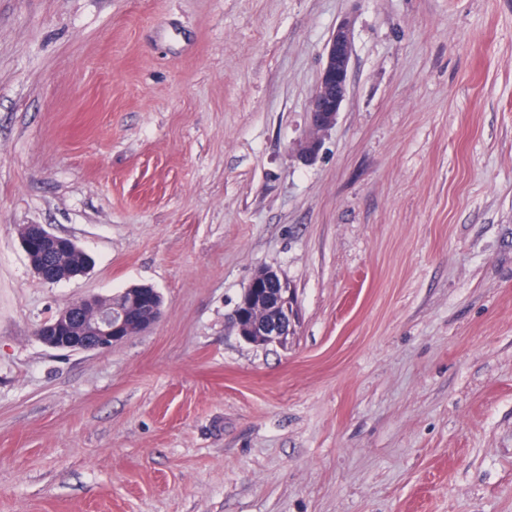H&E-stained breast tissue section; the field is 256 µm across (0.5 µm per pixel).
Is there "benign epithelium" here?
<instances>
[{
	"label": "benign epithelium",
	"instance_id": "1",
	"mask_svg": "<svg viewBox=\"0 0 512 512\" xmlns=\"http://www.w3.org/2000/svg\"><path fill=\"white\" fill-rule=\"evenodd\" d=\"M324 53L325 62L310 101V124L315 134L307 146L311 156L319 146L316 134L335 124L346 98L352 59L348 23L336 26ZM19 238L33 273L45 282L70 280L91 267L92 261L73 239L50 231L44 224L22 225ZM118 296L117 301L99 295L82 297L39 324L36 335L55 350L107 351L150 329L162 317V296L151 286L133 285ZM295 321L292 289L270 269L252 277L231 317L238 336L262 347L286 343Z\"/></svg>",
	"mask_w": 512,
	"mask_h": 512
}]
</instances>
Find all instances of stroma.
Segmentation results:
<instances>
[{
    "label": "stroma",
    "mask_w": 512,
    "mask_h": 512,
    "mask_svg": "<svg viewBox=\"0 0 512 512\" xmlns=\"http://www.w3.org/2000/svg\"><path fill=\"white\" fill-rule=\"evenodd\" d=\"M262 267L284 347L230 326ZM139 284L108 352L35 334ZM0 512H512V0H0ZM324 53L325 62L310 101V124L314 134L307 146L310 157L316 153L319 146L315 135L335 124L346 98L352 59L348 23L342 22L336 26L325 46ZM19 238L33 273L45 282L70 280L86 274L91 267L92 261L73 239L50 231L44 224H23L19 229ZM49 254L62 257L56 269L57 273L52 278L46 274L39 259ZM72 254L79 256L77 265L68 262Z\"/></svg>",
    "instance_id": "35a3bbf8"
}]
</instances>
